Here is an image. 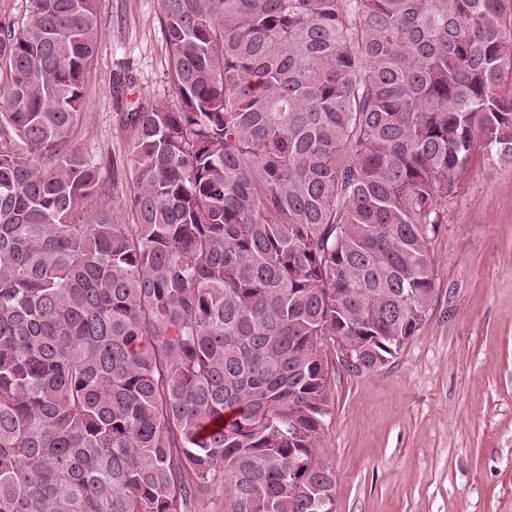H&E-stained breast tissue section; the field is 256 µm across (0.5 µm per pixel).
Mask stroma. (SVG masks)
Returning <instances> with one entry per match:
<instances>
[{"label": "stroma", "instance_id": "stroma-1", "mask_svg": "<svg viewBox=\"0 0 512 512\" xmlns=\"http://www.w3.org/2000/svg\"><path fill=\"white\" fill-rule=\"evenodd\" d=\"M97 48L71 142L127 184L120 113L178 108L157 0H97ZM441 212L432 306L387 365L328 356L330 416L318 452L336 512H512V167L475 153Z\"/></svg>", "mask_w": 512, "mask_h": 512}]
</instances>
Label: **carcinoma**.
<instances>
[{
  "label": "carcinoma",
  "mask_w": 512,
  "mask_h": 512,
  "mask_svg": "<svg viewBox=\"0 0 512 512\" xmlns=\"http://www.w3.org/2000/svg\"><path fill=\"white\" fill-rule=\"evenodd\" d=\"M507 0H159L179 108L120 113L123 223L70 146L96 0L0 27V512H317L326 350L403 349L441 205L512 166ZM318 336V344L313 337ZM187 512H224V481L201 485L195 491Z\"/></svg>",
  "instance_id": "1"
}]
</instances>
